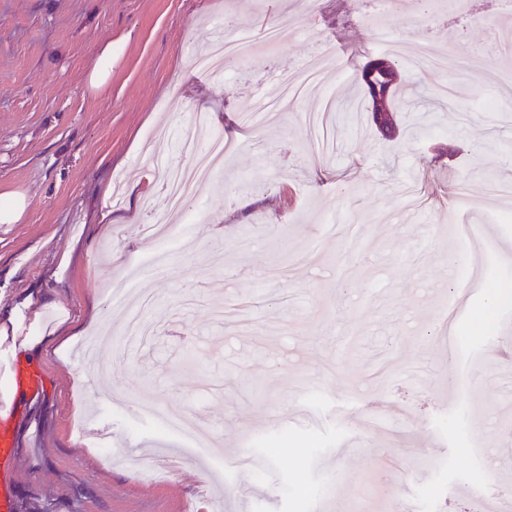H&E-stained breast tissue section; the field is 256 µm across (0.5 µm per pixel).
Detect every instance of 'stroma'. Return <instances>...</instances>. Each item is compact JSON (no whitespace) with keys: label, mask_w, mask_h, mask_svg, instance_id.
<instances>
[{"label":"stroma","mask_w":512,"mask_h":512,"mask_svg":"<svg viewBox=\"0 0 512 512\" xmlns=\"http://www.w3.org/2000/svg\"><path fill=\"white\" fill-rule=\"evenodd\" d=\"M363 0H0V192H26L18 224H0V308L57 302L70 315L33 365L42 393L17 394L12 419L16 512H184L211 487V512H488L512 499V52L495 12L448 25L450 9L393 17L396 39L443 19L432 51L485 53L412 71L417 86L456 85L463 107L415 118L396 138L366 112L332 113L331 148L304 133L324 98L309 92L262 128L241 113L277 77L316 59L325 88L355 93L349 72L377 53L359 24ZM290 27L275 49L265 24ZM256 46L232 76L195 69L191 54L225 23ZM112 82L89 93L104 43ZM208 115L197 125L194 115ZM232 144L224 178L199 186L195 222L171 212L165 173L147 152L188 164L186 135ZM118 224L99 233L103 211ZM480 222L490 250L481 292L454 321L448 351L437 309L453 281L445 214ZM187 224L180 241L149 236L159 215ZM168 253L165 276L146 261ZM150 296V336L122 331L136 294ZM201 425L202 446L140 417L138 404ZM82 416L111 430L114 452L158 448L190 467L145 481L106 465ZM249 457L240 467L241 457ZM393 460L399 487L377 468Z\"/></svg>","instance_id":"35a3bbf8"}]
</instances>
